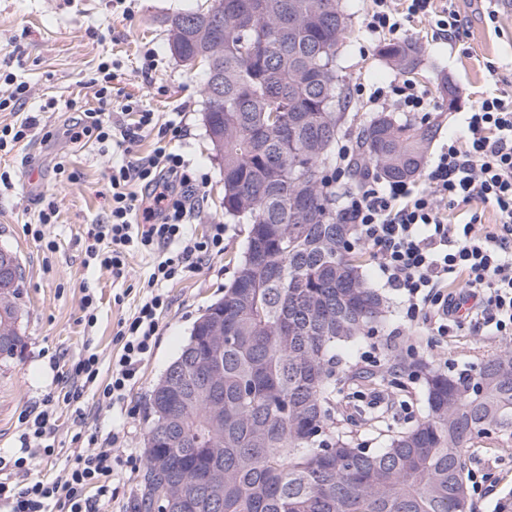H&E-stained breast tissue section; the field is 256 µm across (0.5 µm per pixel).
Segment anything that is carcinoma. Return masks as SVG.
<instances>
[{"label":"carcinoma","instance_id":"obj_1","mask_svg":"<svg viewBox=\"0 0 512 512\" xmlns=\"http://www.w3.org/2000/svg\"><path fill=\"white\" fill-rule=\"evenodd\" d=\"M209 0L165 22L178 59L206 80L205 126L224 162V218L250 225L224 299L195 323L147 406L140 508L165 487L196 512H467L464 471L475 437L512 438V349L446 372L429 355L388 349L377 372L340 360L385 328L386 297L348 248L353 225L324 173L355 116L338 49L351 30L341 0ZM380 58L414 75L425 51L388 42ZM439 125L405 112L356 126L358 161L378 177L422 174ZM21 266L0 284V358L22 352ZM402 374L422 383L427 412L365 449L338 399L356 381ZM183 435L169 443L159 430Z\"/></svg>","mask_w":512,"mask_h":512}]
</instances>
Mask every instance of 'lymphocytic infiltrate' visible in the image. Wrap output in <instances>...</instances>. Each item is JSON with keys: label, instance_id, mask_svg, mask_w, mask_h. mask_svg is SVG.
Here are the masks:
<instances>
[{"label": "lymphocytic infiltrate", "instance_id": "f902f5d3", "mask_svg": "<svg viewBox=\"0 0 512 512\" xmlns=\"http://www.w3.org/2000/svg\"><path fill=\"white\" fill-rule=\"evenodd\" d=\"M370 2L365 16L370 37H398L423 19L450 42L467 35L456 0ZM116 67V62L108 60L98 64L91 84L99 106L85 110L83 121L67 129L66 135L78 141L93 134L99 141L123 147L126 158L113 166L109 177L107 221L93 225L86 255L94 266L119 279L125 275L130 253L152 254L154 262L144 283L148 295L134 315L120 324L116 333L120 350L108 378L100 376L98 355L85 353L62 371L66 384L62 398L46 396L39 410L25 414L21 455L0 458V507L5 512H46L51 504L57 512H97L98 498L109 492L112 449L118 436L89 435L85 449L52 481L28 475L32 458L49 457L55 451L47 442L55 403H77L91 391L98 407L123 404L152 352L159 317L168 306L161 286L193 276L211 257L224 252V225H211L200 236L188 231L200 211L205 177L173 147L181 137V120L173 117L156 124L153 112L130 99L120 107L124 121L106 120ZM352 92L372 104H391L405 112L429 108L426 92L410 80L395 79L371 90L358 83ZM154 124L159 130L151 155H134L140 132ZM354 155L353 142L342 144L327 181L355 180V187L342 195L340 213L354 226L353 244L369 245L386 285L402 292L404 320L428 324L444 336L456 323L458 311L471 300L479 313L475 330L511 336L512 90L484 98L468 112L463 129L449 136L422 183L356 178ZM133 182L142 185L143 195L129 192ZM472 202L491 207L495 224L487 227L474 218L449 223V207ZM458 279L463 280L466 294L449 291V284Z\"/></svg>", "mask_w": 512, "mask_h": 512}]
</instances>
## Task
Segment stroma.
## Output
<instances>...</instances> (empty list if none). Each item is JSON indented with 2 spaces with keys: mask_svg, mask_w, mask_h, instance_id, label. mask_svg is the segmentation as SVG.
Returning a JSON list of instances; mask_svg holds the SVG:
<instances>
[{
  "mask_svg": "<svg viewBox=\"0 0 512 512\" xmlns=\"http://www.w3.org/2000/svg\"><path fill=\"white\" fill-rule=\"evenodd\" d=\"M352 15V32L339 54V69L346 85H372L398 78V71L378 56L379 41L370 39L364 27L366 0H344ZM207 0H134L131 14H123L112 0H0V62L7 64L14 79L26 82L31 97L23 111L0 112L4 124L36 117L31 137L0 157V168L9 171L13 186L0 192V247L17 253L23 269L24 314L20 328L26 338L23 352L0 360V455L18 451L19 417L47 393L59 392L58 364L86 352L97 353L109 365L116 346L118 324L134 313L145 294L144 279L153 263L145 253L130 254L123 278L85 266L87 231L100 223L110 199L109 176L113 163L123 154L111 143L95 136L72 142L64 131L79 122L82 112L97 108L90 79L103 57L121 61L112 82V96L140 99L160 120L181 113L184 136L176 146L206 173L198 219L193 232L206 233L213 224H225L224 252L212 258L193 278L164 286L169 307L159 322L157 345L145 362L138 382L129 392L125 410L101 409L93 399L78 406L59 404L55 426L48 441L55 453L32 460L31 474L47 478L59 475L80 449L77 433L119 435L113 454L119 463L111 478L112 494L100 502L101 512H136L145 467L146 403L155 385L187 341L197 318L221 299L235 279L237 261L246 244L248 227L224 220V175L215 157L204 124L203 81L199 71L186 67L169 50L167 16L205 6ZM457 9L471 36L451 45L434 37L429 24L410 31L409 40L421 44L426 63L415 82L429 93V116L442 126L427 157L435 159L451 132L461 128L475 105L478 91L491 78L486 62H501L512 55V0L500 6L497 24L484 16L481 0H457ZM159 57L150 74L141 71L145 48ZM449 76L461 91L460 105L448 111L440 90L441 76ZM52 140H45V133ZM64 173H57V164ZM54 202L58 210L54 224L45 228L55 240V252L28 233L37 223L40 209ZM96 298L97 321L87 325L81 309L84 291ZM392 316L389 325L366 339L350 357L361 363L364 356L383 358L388 347L430 350L441 369L460 370L476 364L487 350L512 348V336L499 338L474 333L464 319L448 335H433L429 326L407 324L401 314L402 296L386 290ZM351 405L368 416L383 417L385 426H409L425 411L420 383H409L398 393L391 383L361 384L348 389ZM469 471L479 478L485 512L495 502H512V443L494 435L475 439L470 449Z\"/></svg>",
  "mask_w": 512,
  "mask_h": 512,
  "instance_id": "stroma-1",
  "label": "stroma"
}]
</instances>
